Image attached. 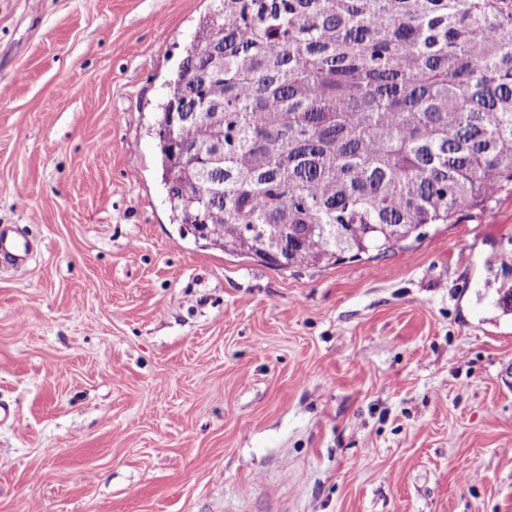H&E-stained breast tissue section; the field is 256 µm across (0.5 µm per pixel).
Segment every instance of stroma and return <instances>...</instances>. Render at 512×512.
<instances>
[{
    "mask_svg": "<svg viewBox=\"0 0 512 512\" xmlns=\"http://www.w3.org/2000/svg\"><path fill=\"white\" fill-rule=\"evenodd\" d=\"M214 0H0V512H512V191L275 269L155 120Z\"/></svg>",
    "mask_w": 512,
    "mask_h": 512,
    "instance_id": "1",
    "label": "stroma"
}]
</instances>
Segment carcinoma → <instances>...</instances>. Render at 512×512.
<instances>
[{"instance_id": "1", "label": "carcinoma", "mask_w": 512, "mask_h": 512, "mask_svg": "<svg viewBox=\"0 0 512 512\" xmlns=\"http://www.w3.org/2000/svg\"><path fill=\"white\" fill-rule=\"evenodd\" d=\"M158 113L161 176L187 230L277 268L388 252L512 189V0H219ZM220 88L224 146L187 179L165 131Z\"/></svg>"}]
</instances>
